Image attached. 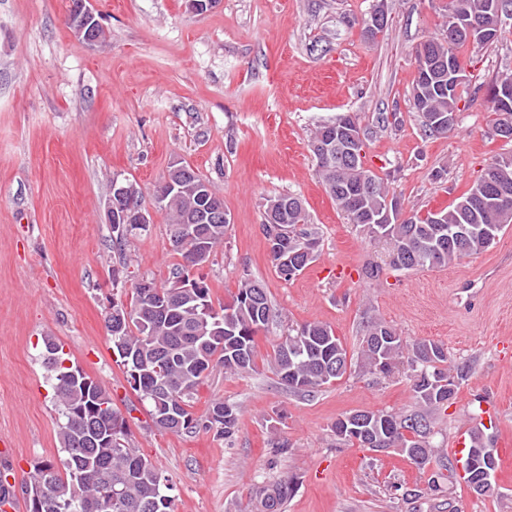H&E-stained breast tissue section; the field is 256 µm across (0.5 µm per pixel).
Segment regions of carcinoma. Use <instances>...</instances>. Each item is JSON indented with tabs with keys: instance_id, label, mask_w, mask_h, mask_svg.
Listing matches in <instances>:
<instances>
[{
	"instance_id": "carcinoma-1",
	"label": "carcinoma",
	"mask_w": 512,
	"mask_h": 512,
	"mask_svg": "<svg viewBox=\"0 0 512 512\" xmlns=\"http://www.w3.org/2000/svg\"><path fill=\"white\" fill-rule=\"evenodd\" d=\"M495 0H448L445 16L460 24L476 21L488 34L472 40L489 43L497 38L502 16L512 10V2L502 12L494 9ZM430 37L423 42L412 96L424 135L439 137L444 132L434 127V119L460 111V88L465 81L445 80L435 85L426 78L431 58L442 56L453 68L464 69L461 49L470 41ZM500 76L487 87L493 115L492 128L509 129L505 141L512 143V95L499 92ZM342 114L319 123L311 136L315 144L336 124L352 120ZM317 174L336 206L349 223L370 237L391 243L389 265L396 270L414 271L446 267L465 257L489 249L502 231L512 224V152L496 156L482 170L479 180L490 191L476 194L471 187L459 201L438 211L440 223L431 224V212L415 213L401 224H374L371 216L388 197L382 179L370 170L329 164L316 160ZM182 172L171 176L175 187L164 189V200L153 203L168 218L172 246L188 259L196 243L205 244L211 256L224 243L231 219L205 220L210 204L198 185L204 178L192 167L181 165ZM263 232L275 272L285 281L301 275L317 257L319 236L308 224L304 201L294 194L267 200ZM136 229L112 225V248L121 252ZM194 279L195 288L177 284ZM149 288L135 283L130 300L112 298L106 320L112 321V349L120 360L126 382L139 400L149 406L150 419L170 413L168 423L159 429L177 435L211 431L218 438L231 440L239 421L238 407L221 399L213 400L203 417L191 411L197 388L206 373L216 365L224 372L239 374L253 369L257 354V335L265 329L275 312L264 284L249 278L240 282L232 301L217 308L205 280L192 274L188 264L173 269L168 279L148 280ZM47 367L54 373V395L63 422L58 425V443L65 454L61 466L48 462L36 468L22 484L23 494L42 499L40 512H172L171 498L165 493L162 473L139 449L128 442V425L122 414L87 411L85 391L72 378L75 367L64 365L61 348L51 338L44 340ZM407 376L418 409L407 414L387 410H356L367 419L370 433L362 437L342 430L343 415L332 430L336 441L379 451L396 448L404 455L421 456L416 467L431 462L450 470L452 459L436 456L432 442V414L448 408L456 393L438 385V380L462 381L467 365H454L444 346L433 340L408 344L387 322L373 318L364 326L358 368L362 373L393 375L399 366ZM352 367L347 349L331 326L304 323L282 338L274 350V373L278 383L293 393L308 395L340 379ZM9 473L0 472V508H15L17 496L9 483ZM293 489L286 482L263 488L264 512H281Z\"/></svg>"
}]
</instances>
